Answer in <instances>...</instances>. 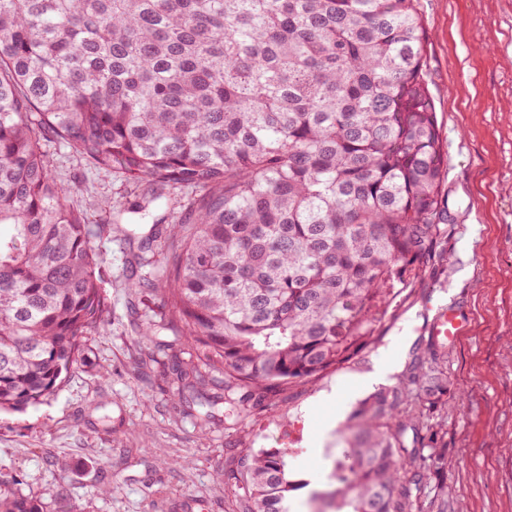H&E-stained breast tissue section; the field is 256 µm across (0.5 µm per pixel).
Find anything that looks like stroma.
Masks as SVG:
<instances>
[{"mask_svg":"<svg viewBox=\"0 0 512 512\" xmlns=\"http://www.w3.org/2000/svg\"><path fill=\"white\" fill-rule=\"evenodd\" d=\"M426 80L448 146L444 222L450 233L432 273L397 297L374 344L319 378L296 382L275 411L203 421L173 405L176 392L153 346L138 340L125 284L133 270L122 234L104 244L111 314L89 336L56 393L0 412V489L44 512H229V445L296 448L300 478L288 512H309L356 402L358 376L398 351L428 348V317L457 300L471 327L447 347L448 512H512V0H419ZM58 181L74 186L88 223L112 221L135 185L48 146Z\"/></svg>","mask_w":512,"mask_h":512,"instance_id":"obj_1","label":"stroma"}]
</instances>
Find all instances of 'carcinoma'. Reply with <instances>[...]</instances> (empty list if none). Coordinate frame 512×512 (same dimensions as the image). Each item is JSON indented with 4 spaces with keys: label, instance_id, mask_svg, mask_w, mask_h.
I'll list each match as a JSON object with an SVG mask.
<instances>
[{
    "label": "carcinoma",
    "instance_id": "cac0c4a2",
    "mask_svg": "<svg viewBox=\"0 0 512 512\" xmlns=\"http://www.w3.org/2000/svg\"><path fill=\"white\" fill-rule=\"evenodd\" d=\"M424 44L417 0H0V411L55 394L109 317L98 242L134 237L86 223L50 138L141 187L138 212L195 190L127 285L176 406L271 412L369 347L448 237ZM448 395L431 350L361 400L313 512H448ZM287 455L229 449L234 512H288Z\"/></svg>",
    "mask_w": 512,
    "mask_h": 512
}]
</instances>
